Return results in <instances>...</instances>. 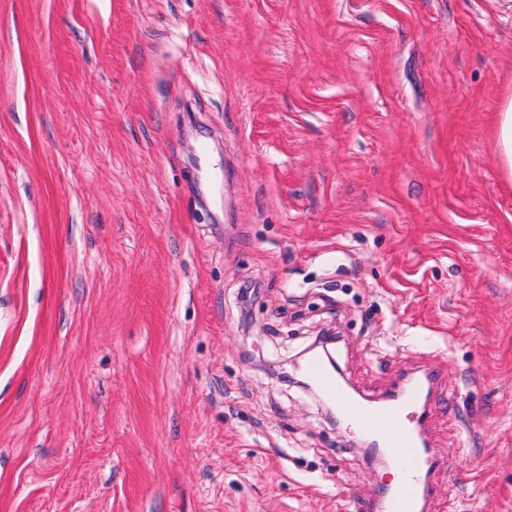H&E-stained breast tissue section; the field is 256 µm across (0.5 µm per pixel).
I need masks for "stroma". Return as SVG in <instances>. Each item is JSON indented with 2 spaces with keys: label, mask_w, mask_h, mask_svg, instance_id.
Listing matches in <instances>:
<instances>
[{
  "label": "stroma",
  "mask_w": 512,
  "mask_h": 512,
  "mask_svg": "<svg viewBox=\"0 0 512 512\" xmlns=\"http://www.w3.org/2000/svg\"><path fill=\"white\" fill-rule=\"evenodd\" d=\"M511 92L512 0H0V512H354L327 323L512 512ZM496 138L501 162L512 181V94L506 97L499 112Z\"/></svg>",
  "instance_id": "35a3bbf8"
}]
</instances>
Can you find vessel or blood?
Masks as SVG:
<instances>
[{"instance_id":"obj_1","label":"vessel or blood","mask_w":512,"mask_h":512,"mask_svg":"<svg viewBox=\"0 0 512 512\" xmlns=\"http://www.w3.org/2000/svg\"><path fill=\"white\" fill-rule=\"evenodd\" d=\"M302 370L342 416L363 424L401 474L393 489L382 498L358 504L357 512H428L436 496L429 473L439 468L440 461L418 444L426 409L416 387L404 384L397 397L383 393L361 398L349 392L320 359H309Z\"/></svg>"}]
</instances>
